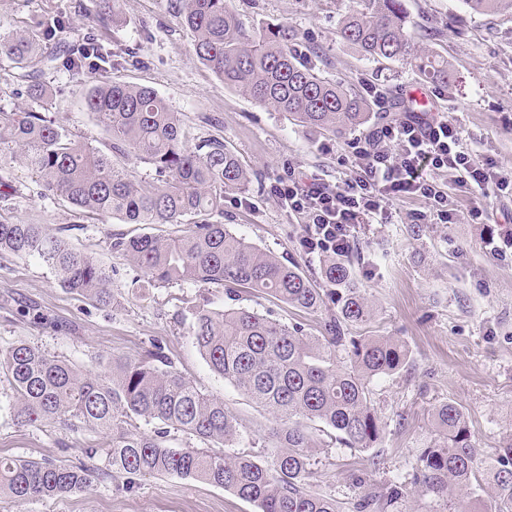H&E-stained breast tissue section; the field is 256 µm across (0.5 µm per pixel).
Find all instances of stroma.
Returning a JSON list of instances; mask_svg holds the SVG:
<instances>
[{
  "mask_svg": "<svg viewBox=\"0 0 512 512\" xmlns=\"http://www.w3.org/2000/svg\"><path fill=\"white\" fill-rule=\"evenodd\" d=\"M247 18L288 23L301 49L324 53L315 66L320 75L355 92L364 83L383 85L397 111L409 107V93L427 95L431 113L458 121L463 146L484 158L512 167V11L468 12L461 0H403L408 28L415 40L448 62V80L426 79L411 65L374 61L339 41L336 26L351 0H229ZM115 18L107 26L97 19L107 8ZM62 13L68 28L46 44L51 61L41 66L46 97L37 103L75 138L97 142L104 133L84 108L91 82L85 75L60 70L56 56L86 34L110 41L126 52L115 66L116 81L153 88L169 107L181 113L191 142L223 138L255 176L237 205L224 197V223L265 251L298 263L318 278L320 259L306 255L297 238L300 217L286 213L269 187L288 169L317 175L333 183L350 177L338 158L354 138L367 136L363 126L333 134L313 130L283 112L271 111L225 87L194 53L191 39L176 17L171 0H0V35L36 30L38 22ZM0 169L14 186L0 198V218L21 224H46L77 250L91 254L109 270L118 298L113 309L64 288L58 277L32 258L0 253V353L18 341L40 346L50 355L97 371L98 355L140 357L160 344L175 367L205 393L224 402L244 431L239 450L263 454L271 443L267 413L215 375L192 336L195 305L227 306L218 285L159 286L115 250L116 238L172 234V225L128 224L120 219L100 224L45 190L39 175L0 155ZM455 208L453 224H427L415 231L410 213L425 209L417 197L397 207L389 224H364L360 247L372 268L355 267V277L373 309L362 335L396 336L409 348V368L377 379L372 405L383 425L376 444L377 466L364 468L361 453L337 444L318 458L312 490L336 500L342 512H354L365 494L381 492L390 482L411 493L390 512H442V503L414 487L419 456L433 438L431 413L445 401L466 411L478 446L494 455L512 435V260H499L483 248L485 225L469 218L471 204L453 195L448 173H435ZM35 314L23 317L21 304ZM240 306L270 315L282 323H304L318 334L323 313L306 314L264 294H242ZM14 393L0 378V456L87 462L97 478L90 490L67 497L37 499L7 506L4 512H256L253 504L232 492L194 479L146 476L127 484L113 475L103 452L110 438L85 425L69 428L53 419L17 425ZM363 482H356V475Z\"/></svg>",
  "mask_w": 512,
  "mask_h": 512,
  "instance_id": "stroma-1",
  "label": "stroma"
}]
</instances>
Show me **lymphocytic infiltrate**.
<instances>
[{
	"mask_svg": "<svg viewBox=\"0 0 512 512\" xmlns=\"http://www.w3.org/2000/svg\"><path fill=\"white\" fill-rule=\"evenodd\" d=\"M365 91L385 119L368 136L349 143L345 162L353 177L330 185L292 172L272 185L282 207L305 218L299 238L304 253L336 251L360 225L383 223L394 202L412 196L431 205L430 212L415 215L416 223H453L448 195L434 179L438 171L453 173L456 191L470 200L471 217L480 223L494 217L495 201L512 198V170L464 149L459 125L419 112L391 117L387 91L375 83Z\"/></svg>",
	"mask_w": 512,
	"mask_h": 512,
	"instance_id": "f902f5d3",
	"label": "lymphocytic infiltrate"
}]
</instances>
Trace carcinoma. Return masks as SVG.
<instances>
[{
    "label": "carcinoma",
    "instance_id": "1",
    "mask_svg": "<svg viewBox=\"0 0 512 512\" xmlns=\"http://www.w3.org/2000/svg\"><path fill=\"white\" fill-rule=\"evenodd\" d=\"M189 31L196 56L224 85L312 129L336 132L378 117L353 89L321 77L296 51L297 33L285 23L244 21L227 0H172ZM476 13L512 9V0H464ZM56 14L43 39L67 26ZM336 35L372 59L416 63L418 70L448 80V62L425 53L410 34L402 0H354ZM41 39V40H43ZM41 40L26 30L0 39V60L26 81L27 96L45 94L35 61ZM112 49L82 37L62 55V66L91 75L85 107L107 136V151L79 141L47 113L32 107L0 110V153L39 174L45 189L101 224H187L173 236L118 238L113 247L155 285H221L230 300L261 292L305 313L327 311L320 335L302 323L290 326L244 307L196 308L193 338L210 369L266 411L274 421L271 460L251 452L227 455L243 433L224 402L197 388L155 344L146 356L114 355L100 361L102 374H85L66 360L20 341L0 356V375L15 396L17 424L74 417L112 435L104 449L112 473L131 481L178 476L222 487L254 504L258 512H339L340 506L310 488L318 445L315 433L366 453L383 434L371 404L373 381L409 363L405 341L355 336L371 315L352 265L363 260L353 241L320 265L322 287L297 263L280 260L218 221L224 195L246 190L252 174L221 138L186 146L178 113L150 87L116 82ZM133 157L152 168V185L130 178L113 158ZM192 217L194 221L185 222ZM0 252L32 257L52 269L63 287L97 306L116 303L112 278L91 255L69 247L46 224L0 220ZM156 421L152 435L137 422ZM434 440L419 457L414 484L443 500L444 512H512V437L480 454L463 407L444 402L432 410ZM194 445L174 448L168 429ZM94 472L77 465L36 459H0V503L66 497L88 490ZM406 487L366 494L356 512H388Z\"/></svg>",
    "mask_w": 512,
    "mask_h": 512
}]
</instances>
